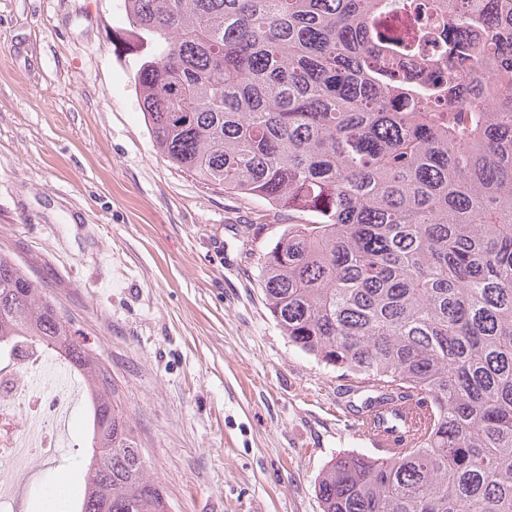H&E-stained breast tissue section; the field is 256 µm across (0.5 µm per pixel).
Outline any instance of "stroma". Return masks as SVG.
Here are the masks:
<instances>
[{"label":"stroma","mask_w":512,"mask_h":512,"mask_svg":"<svg viewBox=\"0 0 512 512\" xmlns=\"http://www.w3.org/2000/svg\"><path fill=\"white\" fill-rule=\"evenodd\" d=\"M125 29L124 0H0V248L103 358L171 512H322L327 462L372 446L339 417V371L265 305L272 211L157 154ZM65 392L60 446L14 512L79 491L82 379Z\"/></svg>","instance_id":"1"}]
</instances>
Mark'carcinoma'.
Returning <instances> with one entry per match:
<instances>
[{
  "label": "carcinoma",
  "instance_id": "1",
  "mask_svg": "<svg viewBox=\"0 0 512 512\" xmlns=\"http://www.w3.org/2000/svg\"><path fill=\"white\" fill-rule=\"evenodd\" d=\"M159 155L288 223L263 254L292 346L362 384L397 457L331 458L322 512H512V0H126ZM436 56L418 53L428 37ZM60 353L92 405L74 512H169L102 360L0 251V346Z\"/></svg>",
  "mask_w": 512,
  "mask_h": 512
}]
</instances>
